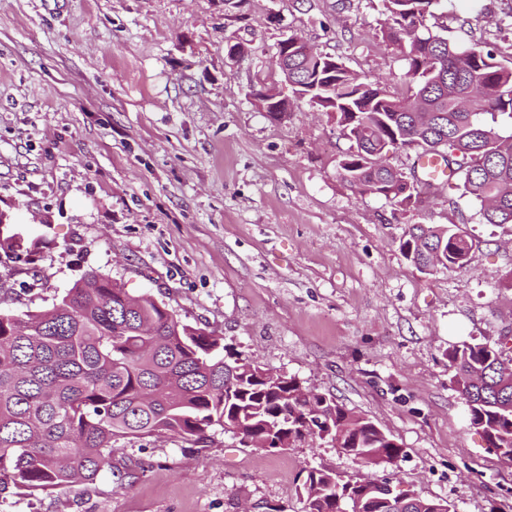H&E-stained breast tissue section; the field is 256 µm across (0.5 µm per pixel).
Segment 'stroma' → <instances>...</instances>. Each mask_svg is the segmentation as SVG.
I'll use <instances>...</instances> for the list:
<instances>
[{
    "instance_id": "obj_1",
    "label": "stroma",
    "mask_w": 512,
    "mask_h": 512,
    "mask_svg": "<svg viewBox=\"0 0 512 512\" xmlns=\"http://www.w3.org/2000/svg\"><path fill=\"white\" fill-rule=\"evenodd\" d=\"M381 0H0V210L42 239L39 285L0 279V311L51 308L89 270L151 295L264 369L390 434L392 464L330 440L255 450L113 441L94 481L0 494V512H306L304 470L364 474L456 512H512V465L490 451L446 353L512 336V224L482 223L461 178L403 208L359 191L336 117L307 101L272 120L250 96L295 34L389 89L405 62L376 36ZM512 0H448L429 19L512 58ZM246 53L226 56L228 43ZM455 224L467 264L425 273L400 240Z\"/></svg>"
}]
</instances>
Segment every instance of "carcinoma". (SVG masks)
Segmentation results:
<instances>
[{
	"mask_svg": "<svg viewBox=\"0 0 512 512\" xmlns=\"http://www.w3.org/2000/svg\"><path fill=\"white\" fill-rule=\"evenodd\" d=\"M378 29L405 61L403 90L391 92L302 42L288 53V81L304 94L320 75L325 90L307 97L336 115L341 134L373 162L352 164L351 181L397 206L411 205L404 180L382 161L386 142L429 136L428 151L463 179L484 224H512V64L474 43L459 46L426 24L441 0H382ZM40 243L14 241L0 228L5 261L32 263ZM472 248L447 225L413 224L400 242L422 271L461 268ZM470 424L497 456L512 462V357L498 346L464 342L448 353ZM242 357L201 328L182 322L149 295L89 270L49 309L0 312V491L72 488L112 464V441L167 434L197 444L216 428L240 438L301 442L329 438L362 464L403 449L369 418ZM308 512H449L420 495L389 504L373 484L311 467L302 482Z\"/></svg>",
	"mask_w": 512,
	"mask_h": 512,
	"instance_id": "1",
	"label": "carcinoma"
}]
</instances>
